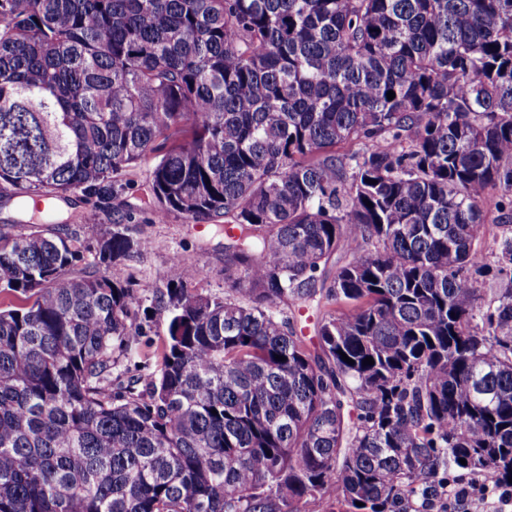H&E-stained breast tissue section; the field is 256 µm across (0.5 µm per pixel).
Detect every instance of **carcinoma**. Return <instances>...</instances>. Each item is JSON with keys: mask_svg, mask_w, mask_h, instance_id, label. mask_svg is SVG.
Here are the masks:
<instances>
[{"mask_svg": "<svg viewBox=\"0 0 512 512\" xmlns=\"http://www.w3.org/2000/svg\"><path fill=\"white\" fill-rule=\"evenodd\" d=\"M141 165L152 221L224 220V294L178 255L109 274L128 214L58 229ZM0 200V512H406L512 477V0H0ZM74 209L66 210V213L63 215V218L66 219L70 214L76 211L75 215H82V219L78 217H72L71 229L78 230L82 236L93 240L96 232L100 229V225L104 224V227L112 224V219L114 216H107L104 213L99 212L93 208L92 202H87L82 200L81 203H77ZM87 220V223H85ZM297 309V307H292L291 311L288 309V314L291 312L296 314L298 318V328H302V336H304L305 341L312 346L317 343L316 326L321 314L315 302L301 308L300 313Z\"/></svg>", "mask_w": 512, "mask_h": 512, "instance_id": "obj_1", "label": "carcinoma"}]
</instances>
